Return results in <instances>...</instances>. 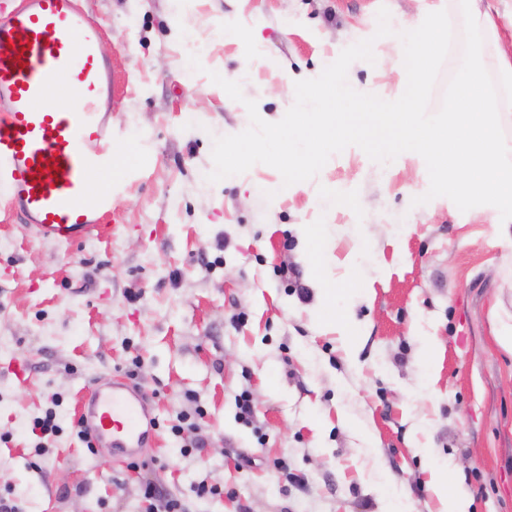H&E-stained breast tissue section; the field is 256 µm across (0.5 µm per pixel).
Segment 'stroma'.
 I'll list each match as a JSON object with an SVG mask.
<instances>
[{
  "label": "stroma",
  "mask_w": 512,
  "mask_h": 512,
  "mask_svg": "<svg viewBox=\"0 0 512 512\" xmlns=\"http://www.w3.org/2000/svg\"><path fill=\"white\" fill-rule=\"evenodd\" d=\"M432 2L78 0L115 77L116 210L108 235L62 248L0 203V496L17 512H147L148 482L186 512H386L391 496L441 512L430 478L442 469L470 512H512V351L498 336L512 238L442 197L412 205L425 169L355 146L270 200V166L207 179L213 137L249 125L245 100L280 121L295 81L374 36L380 6L401 19ZM389 43L350 65L357 91L398 92ZM195 44L199 72L185 65ZM327 183L359 208L322 203ZM311 224L328 242L318 266ZM322 274L337 285L334 321ZM131 366L162 424L138 469L70 430L82 388ZM50 407L62 431L39 456L31 421ZM185 418L193 430L174 436ZM189 438L203 450L185 452ZM203 481L218 495L197 497Z\"/></svg>",
  "instance_id": "35a3bbf8"
}]
</instances>
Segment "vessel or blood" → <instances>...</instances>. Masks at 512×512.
I'll use <instances>...</instances> for the list:
<instances>
[{
    "label": "vessel or blood",
    "mask_w": 512,
    "mask_h": 512,
    "mask_svg": "<svg viewBox=\"0 0 512 512\" xmlns=\"http://www.w3.org/2000/svg\"><path fill=\"white\" fill-rule=\"evenodd\" d=\"M100 39L77 0H21L0 19V199L45 241L100 234L114 211L111 188L93 186L116 160ZM78 412L93 448L126 460L156 433L143 394L111 377L89 383Z\"/></svg>",
    "instance_id": "obj_1"
}]
</instances>
